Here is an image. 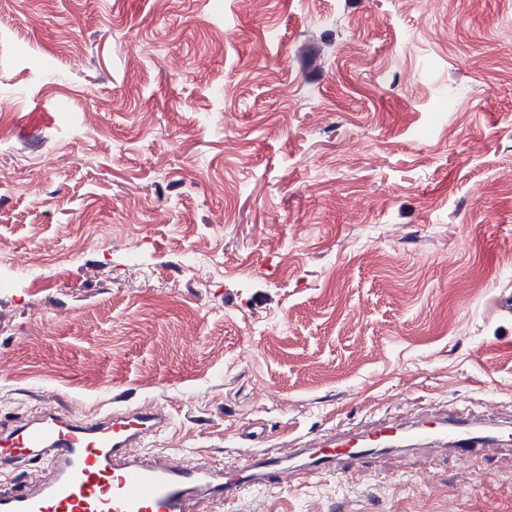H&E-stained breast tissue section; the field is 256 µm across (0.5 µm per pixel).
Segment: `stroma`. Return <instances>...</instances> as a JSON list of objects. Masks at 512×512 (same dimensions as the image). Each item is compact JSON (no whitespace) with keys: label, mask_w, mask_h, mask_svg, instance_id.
<instances>
[{"label":"stroma","mask_w":512,"mask_h":512,"mask_svg":"<svg viewBox=\"0 0 512 512\" xmlns=\"http://www.w3.org/2000/svg\"><path fill=\"white\" fill-rule=\"evenodd\" d=\"M0 88V418L149 404L231 467L257 420L512 413V0H0ZM213 512H512V456Z\"/></svg>","instance_id":"stroma-1"}]
</instances>
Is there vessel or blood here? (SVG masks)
Listing matches in <instances>:
<instances>
[{
  "label": "vessel or blood",
  "mask_w": 512,
  "mask_h": 512,
  "mask_svg": "<svg viewBox=\"0 0 512 512\" xmlns=\"http://www.w3.org/2000/svg\"><path fill=\"white\" fill-rule=\"evenodd\" d=\"M168 419L162 408L131 405L93 417L46 408L23 423L0 421V512H200L202 502L228 503L251 489L273 491L326 472L346 475L376 466L388 453L512 452V423L491 412L427 403L410 421L333 427L278 453L250 446L241 464L228 469L144 453ZM25 463L37 465L41 478L14 477Z\"/></svg>",
  "instance_id": "vessel-or-blood-1"
}]
</instances>
